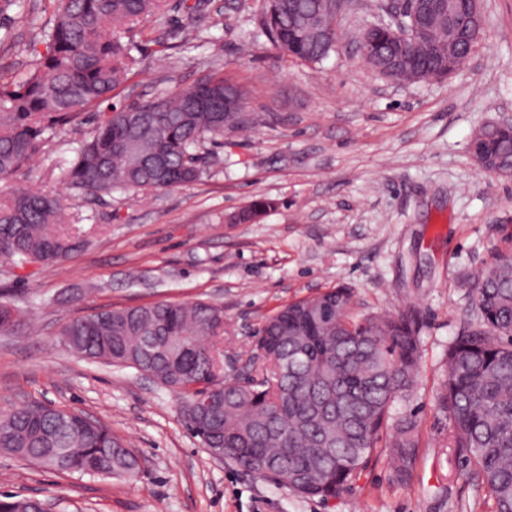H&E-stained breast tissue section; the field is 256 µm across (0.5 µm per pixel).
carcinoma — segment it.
<instances>
[{"mask_svg":"<svg viewBox=\"0 0 512 512\" xmlns=\"http://www.w3.org/2000/svg\"><path fill=\"white\" fill-rule=\"evenodd\" d=\"M168 8V0H56L45 50L18 80L0 79V180L13 176L76 121L104 103L66 177L70 188L99 197L116 189L168 190L195 180L200 148L228 124L243 125L245 91L212 73L196 84L118 109L112 92L135 72L132 33ZM400 23L415 39L400 47L389 27L363 31L367 64L396 82L446 79L470 46L448 51V16ZM262 28L282 50L319 64L336 51V24L322 0H265ZM231 108L224 109V97ZM484 151L512 159V130L490 128ZM62 199L41 190L0 195V256L21 264H58L84 243L68 227ZM481 326L448 349L436 403L450 422V442L494 501L512 512V253L497 255L477 277ZM353 289L338 286L290 302L261 329L267 358L257 384L216 374L215 344L224 311L205 302L104 308L61 329L81 356L146 373L181 400L187 429L244 471L299 496L337 498L372 457L385 455L393 479L412 480L419 449L413 414H392L416 385L422 347L413 320L374 315L357 320ZM20 319L0 293V331ZM0 450L58 473L130 476L140 459L112 429L82 411L21 404L0 416ZM36 498L0 496V512H44Z\"/></svg>","mask_w":512,"mask_h":512,"instance_id":"1","label":"carcinoma"}]
</instances>
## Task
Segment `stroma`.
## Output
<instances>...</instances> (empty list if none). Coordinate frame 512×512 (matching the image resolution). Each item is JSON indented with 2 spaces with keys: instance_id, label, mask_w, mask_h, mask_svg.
Segmentation results:
<instances>
[{
  "instance_id": "stroma-1",
  "label": "stroma",
  "mask_w": 512,
  "mask_h": 512,
  "mask_svg": "<svg viewBox=\"0 0 512 512\" xmlns=\"http://www.w3.org/2000/svg\"><path fill=\"white\" fill-rule=\"evenodd\" d=\"M134 33L141 63L114 93L125 106L213 72L246 92V127L205 143L192 182L101 198L69 190L74 150L103 109L83 111L0 188L59 194L88 240L71 259L19 266L0 259V290L22 319L0 333V410L51 404L109 424L142 460L125 480L61 474L0 453V494L52 512H494L487 489L448 446L435 394L448 346L477 326L473 288L512 235V176L482 172L473 132L512 114V0H481L484 31L467 64L441 82L397 85L360 59L379 0H343L335 53L313 65L261 31L263 0H187ZM36 24L0 0V78L23 75L44 51L54 0ZM272 209L229 218L253 201ZM340 284L362 316L406 313L423 349L418 386L394 412H415L419 455L409 484L372 460L340 497L305 498L216 458L185 427L176 395L135 369L79 356L60 330L99 308L204 301L224 309L228 366H251L267 316Z\"/></svg>"
}]
</instances>
